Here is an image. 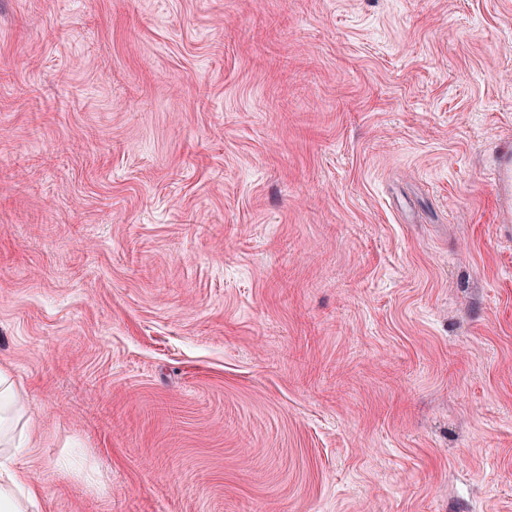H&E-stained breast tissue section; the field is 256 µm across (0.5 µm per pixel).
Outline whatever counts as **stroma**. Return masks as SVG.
I'll return each mask as SVG.
<instances>
[{"mask_svg":"<svg viewBox=\"0 0 512 512\" xmlns=\"http://www.w3.org/2000/svg\"><path fill=\"white\" fill-rule=\"evenodd\" d=\"M512 0H0V367L41 512H512ZM489 183L497 202L496 224H512V141L498 144L492 151Z\"/></svg>","mask_w":512,"mask_h":512,"instance_id":"obj_1","label":"stroma"}]
</instances>
